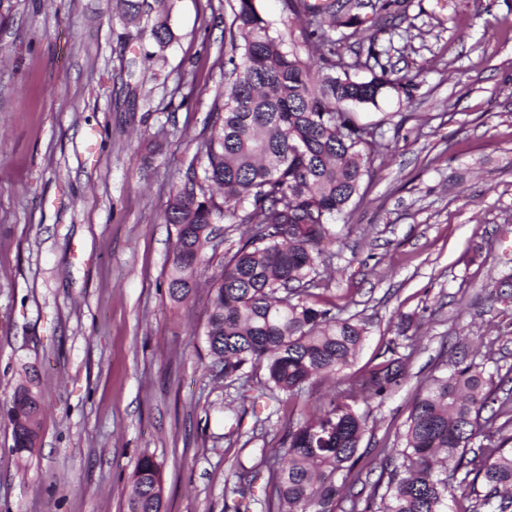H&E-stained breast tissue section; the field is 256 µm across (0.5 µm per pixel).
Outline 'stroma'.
I'll list each match as a JSON object with an SVG mask.
<instances>
[{
    "mask_svg": "<svg viewBox=\"0 0 512 512\" xmlns=\"http://www.w3.org/2000/svg\"><path fill=\"white\" fill-rule=\"evenodd\" d=\"M169 2L159 50L118 0H0V512H125L144 455L162 512H224L235 458L288 430L212 368L207 287L168 299L162 214L209 133L231 21L228 0ZM376 44L411 83L356 110L380 149L318 303L367 322L353 370L408 356L362 440L393 448L442 361L512 367V306L485 290L512 275V0H407ZM29 376L44 410L19 454L7 410Z\"/></svg>",
    "mask_w": 512,
    "mask_h": 512,
    "instance_id": "35a3bbf8",
    "label": "stroma"
}]
</instances>
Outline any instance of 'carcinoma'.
<instances>
[{"mask_svg": "<svg viewBox=\"0 0 512 512\" xmlns=\"http://www.w3.org/2000/svg\"><path fill=\"white\" fill-rule=\"evenodd\" d=\"M166 0H122L134 26L152 19L150 37L170 42ZM263 0H235L225 46L224 90L200 146L203 176L189 165L174 186L163 223L174 228L166 276L171 303L189 302L208 275L205 342L224 378L248 384L245 369H265L260 398L302 400L321 377L337 378L332 394L311 416L288 411L284 454L260 451L251 466L235 459L241 500L233 512H512V368L489 373L485 364L450 361L430 379L405 422L401 448H366L367 413L360 404L383 401L405 379V356H391L363 373L347 374L368 330L356 315L341 318L313 302L312 277L323 261L331 224L359 197L380 144L353 109L377 106L387 89L411 82L387 69L369 80L354 71L378 60L375 39L348 61L329 31L338 26L378 29L401 17L399 0H282L302 22V41L284 37L265 18ZM370 8L367 19L359 13ZM316 44L328 52L301 56ZM216 187L222 202L206 187ZM244 224L246 237L209 271L206 251L218 246L217 225ZM495 300L512 303V276L491 285ZM41 401L18 385L8 409L13 448L30 452L40 428ZM266 475L263 498L252 493ZM159 464L140 458L131 475L127 512H161Z\"/></svg>", "mask_w": 512, "mask_h": 512, "instance_id": "cac0c4a2", "label": "carcinoma"}]
</instances>
